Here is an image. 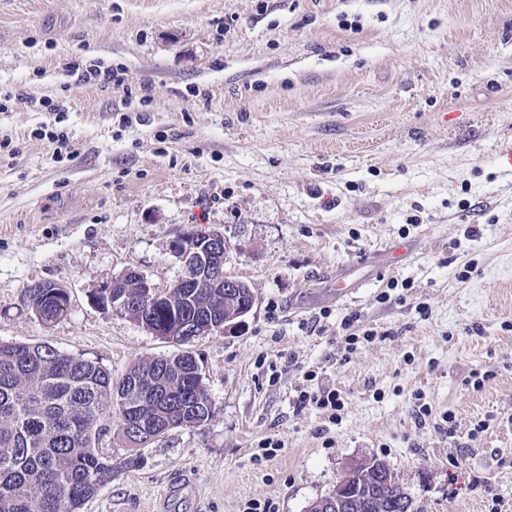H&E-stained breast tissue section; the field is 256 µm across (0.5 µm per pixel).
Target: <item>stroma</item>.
<instances>
[{"label": "stroma", "mask_w": 512, "mask_h": 512, "mask_svg": "<svg viewBox=\"0 0 512 512\" xmlns=\"http://www.w3.org/2000/svg\"><path fill=\"white\" fill-rule=\"evenodd\" d=\"M73 62L127 83H79ZM6 87L36 103L0 112V342L116 380L174 353L93 294L129 268L168 287L189 230L221 231L256 295L186 345L208 421L132 449L103 417L97 451L132 464L82 512H306L363 459L415 512H512V0H0ZM63 96L77 154L57 162L38 103ZM44 280L70 294L53 324L27 299ZM352 313L375 336L350 350ZM303 384L338 389L339 417L297 410Z\"/></svg>", "instance_id": "35a3bbf8"}]
</instances>
